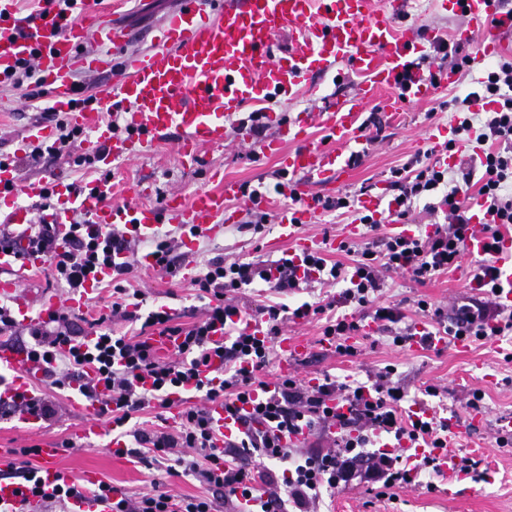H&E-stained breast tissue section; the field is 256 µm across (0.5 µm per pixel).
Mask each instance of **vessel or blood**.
Returning a JSON list of instances; mask_svg holds the SVG:
<instances>
[{
  "instance_id": "b4317fda",
  "label": "vessel or blood",
  "mask_w": 512,
  "mask_h": 512,
  "mask_svg": "<svg viewBox=\"0 0 512 512\" xmlns=\"http://www.w3.org/2000/svg\"><path fill=\"white\" fill-rule=\"evenodd\" d=\"M79 20L49 15L25 35L11 31L13 0H0V79L17 60L39 49L38 70L49 92L53 111L65 113L70 122L86 131L82 147L100 153L103 162L128 158L138 149L154 146L177 134L182 160L196 165L202 148H220L229 137L227 115L245 103L271 95L291 96L313 86L315 73H327L347 62L364 82L355 100L339 102L324 111L299 114L278 123L274 138L262 143V152L279 157L287 177L281 194L288 206L278 217V239L294 242L297 255L313 250L314 244L299 237L300 225L314 223L319 208L318 191L341 186L368 150L363 134V110L379 93L401 87L406 99H418L430 91L458 83L456 70L436 72L414 64L419 50V31L398 28L397 19L408 0H390L388 11L372 14V0H180L179 8L166 17L153 37L152 48L128 55L130 32L110 22L95 7L94 0H77ZM444 9L462 11L470 19L463 39H479L481 48L472 56L471 67L481 66L490 55L503 51L502 33L512 34V11L496 10L494 0H443ZM287 36L283 56L272 53L279 36ZM97 40L101 48L86 45ZM79 70L111 74L124 103L128 138L113 137L98 111L75 105L71 76ZM319 123L336 148L312 141L307 133ZM56 201L44 216L53 225L60 247L68 245V226L75 213L90 217L93 226L124 225L131 236L153 237L165 224H179L190 233L185 247H192L197 234H216L220 225L237 221L227 203L245 198L234 180H225L223 190H197L191 198L169 194L162 206L140 203L122 206L110 203V183H97L92 191L75 196L60 176L17 183L12 167L0 169V298L14 303L21 323H29L33 304L41 315L58 308L57 297L33 295L22 288L28 272L44 260L33 250L22 225L31 221L35 204L46 190ZM498 266L503 287L500 304L512 306V228L502 227ZM310 343L306 337L284 334L277 341V375L266 382L265 393L277 389L280 379L294 371ZM0 369L11 371L12 380L0 388V402L30 395L40 371L22 352L0 343ZM83 416L80 436L94 443L104 433L97 401L78 403ZM216 439L236 434L240 427L228 417L221 403L208 407ZM58 443L38 450L45 484H56L63 473Z\"/></svg>"
}]
</instances>
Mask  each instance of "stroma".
Masks as SVG:
<instances>
[{"mask_svg": "<svg viewBox=\"0 0 512 512\" xmlns=\"http://www.w3.org/2000/svg\"><path fill=\"white\" fill-rule=\"evenodd\" d=\"M98 7L109 17L128 28L132 33L128 52L143 47V38L151 36L158 24L177 6V0H97ZM402 26L422 27L434 25L446 37L458 39L469 26L468 18L459 12L441 9L438 0H414L410 13L402 19ZM482 75L481 69L466 71L463 80L449 86L447 91L417 101H398L404 119L398 124H384L381 142L370 147L357 167L352 179L341 190L342 195H359L361 190L382 195L391 200L392 173L401 168L415 154V139L431 126L449 125L450 111L441 109V102L474 88ZM361 76L352 73L348 64H339L335 71L322 76L317 85L318 94L300 90L293 96H277L266 100L270 114L288 120L302 112H318L325 100H350L356 97ZM44 99L26 101L18 92H0V157L17 160L15 172L19 181L39 180L51 175H63L68 182L83 181L79 167L68 156L47 157L40 162L26 161L18 154L17 147L26 137L28 128L45 122ZM278 165L273 158L251 153L241 135L231 134L223 148H205L200 152V163L193 168L182 166L174 139L156 144L146 154L120 158L110 164H97L96 176H110L115 201L137 204L133 194L135 185L150 186L149 203L161 204L165 195L178 191L191 196L201 187H212V173L241 181L249 187L269 183ZM276 233L275 225H268L263 236L237 232L235 226L225 228L223 234L198 240L194 258L204 261L216 256L245 255L263 260L272 259L267 242ZM473 257L463 259L462 270L448 273L436 281L420 285L394 275L387 280L384 296L388 302L399 305L407 319L416 320L414 303L425 299L443 309L468 296L464 286L465 267L473 264ZM136 287L147 289L149 305L163 304L178 314L181 322L194 320L200 302L195 296L191 279L179 275L159 274L153 278L138 277ZM294 332L307 336L311 352L295 366L296 374L303 379L318 377L323 373L336 376L337 380L353 377L365 380L367 372L394 366L395 377L408 393L409 402L431 406L444 403L456 412L460 434L453 446L455 454L479 460L488 474L487 481L474 482L462 478L461 494L451 497L442 489L441 477L420 475L415 487L395 489L393 496L379 498L369 494L365 486L339 487L323 494V512H512V445L498 447L495 442L499 421L512 417V334L502 337L499 349H489L485 342L474 341L468 353H457L451 344L431 350L410 351L408 347L392 345L387 333L376 332L364 336L357 343V353L342 356L324 351L320 345L322 324L311 321L294 325ZM438 386L440 397L423 393L425 385ZM484 395L482 409L485 421L482 427L470 424L472 411L467 406L474 391ZM60 407L57 417L38 423L31 430L20 427L16 418H0V454L14 448L40 445L49 441L78 440L82 416L73 398L55 394ZM60 469L70 477H78L85 470H93L99 479L110 482L123 491L149 490L152 475L140 465H128L112 458L105 441L96 445H82L64 451L59 460ZM434 482V489H427V482Z\"/></svg>", "mask_w": 512, "mask_h": 512, "instance_id": "1", "label": "stroma"}]
</instances>
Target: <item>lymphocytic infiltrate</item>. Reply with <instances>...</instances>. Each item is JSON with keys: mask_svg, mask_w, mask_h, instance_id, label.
<instances>
[{"mask_svg": "<svg viewBox=\"0 0 512 512\" xmlns=\"http://www.w3.org/2000/svg\"><path fill=\"white\" fill-rule=\"evenodd\" d=\"M453 102L455 123L447 147L452 150L457 143L479 140L484 146L478 159L480 179H473L471 171L459 172L417 156L395 170L393 183L397 219L409 220L420 204L431 214L442 205L446 223L412 236L384 237L380 222L373 215H362L359 221L372 236L342 242V251L352 258L348 265L328 262L320 250L298 260L287 252L271 261L228 262L214 257L192 280L199 298L208 302L202 317L192 323L178 322L162 305L144 311V292L128 285L136 264L133 240L119 227L94 229L85 216H77L69 226L70 244L62 250L56 246L51 225L35 228L31 242L55 279L74 292L90 280L110 289L108 311L90 321L94 336L88 339L75 328L68 307H59L48 320L23 325L1 304L0 335L27 332L33 340L27 358L42 366L44 384L58 390L74 386L82 397L99 401L113 435L124 439L126 455L149 470L194 477L208 489L204 495L177 496L155 485L129 495L98 482L97 497L108 503L110 512H221L242 498L250 502L246 512H314L326 487L357 481L383 497L388 490L411 484L415 474L438 473L439 461L428 453L409 466L402 455L376 446L381 435L390 434L412 448H440L448 433L447 422L436 416L402 410L404 391L393 383V369L376 373L371 382L353 385L326 376L311 386L292 376L280 382L274 396H262L264 370L285 322L324 318V337L335 342L339 355L352 356L356 349L347 338L358 330L357 321L328 315L327 305L317 302L294 309L281 302L264 304L256 312L264 317L267 332L258 338L235 317L243 312L241 289L264 286L284 296L313 283L333 284L340 288L336 304L373 307L374 321L390 332L393 345H405L411 330L402 326V312L381 301L384 275L400 273L422 284L460 269L472 224L469 200L477 195L486 200L493 215L492 223L482 228L488 240L485 259L471 271L481 292L462 305L461 326L448 327L447 332L453 336L463 332L477 340L511 333L512 307L496 301L495 259L500 228L512 224V61L489 67L480 90L454 97ZM434 192L441 195L439 204L425 203V196ZM115 318L137 322L140 328L131 335L116 333L111 326ZM219 325L224 338L217 341L212 333ZM158 333L178 338L174 355L155 352L152 339ZM215 356L223 362L216 386L205 374ZM178 390L201 395L203 405L186 406L173 427L164 422L151 430L129 429L135 413L154 402L168 407L170 394ZM336 397L347 405V412L329 408V400ZM216 401L232 416L243 404L253 406L243 431L220 447L214 442L208 413L209 404ZM303 427L312 433L335 428L332 447L286 445V438ZM16 454L0 469V478L20 479L23 499L38 497L43 506L64 510L80 500L79 485L63 480L45 488L39 469L30 462L31 449L20 448ZM272 462L281 464V475L269 470Z\"/></svg>", "mask_w": 512, "mask_h": 512, "instance_id": "1", "label": "lymphocytic infiltrate"}]
</instances>
